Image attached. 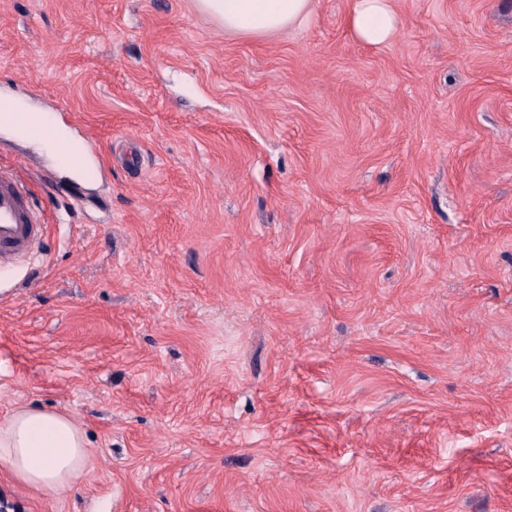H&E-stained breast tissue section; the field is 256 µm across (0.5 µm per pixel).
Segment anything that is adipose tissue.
<instances>
[{"mask_svg":"<svg viewBox=\"0 0 512 512\" xmlns=\"http://www.w3.org/2000/svg\"><path fill=\"white\" fill-rule=\"evenodd\" d=\"M195 6L226 33L264 37L307 21L314 0H195ZM349 24L360 42L380 46L394 37L398 17L392 0H355ZM87 459L86 434L73 416L22 407L0 421V468L34 490L75 487Z\"/></svg>","mask_w":512,"mask_h":512,"instance_id":"1","label":"adipose tissue"}]
</instances>
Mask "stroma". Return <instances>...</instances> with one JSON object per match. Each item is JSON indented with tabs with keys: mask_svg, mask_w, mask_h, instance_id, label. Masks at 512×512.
Listing matches in <instances>:
<instances>
[{
	"mask_svg": "<svg viewBox=\"0 0 512 512\" xmlns=\"http://www.w3.org/2000/svg\"><path fill=\"white\" fill-rule=\"evenodd\" d=\"M355 0L263 39L194 0H0V132L50 225L0 270V419L74 416L13 512H512V0ZM349 24L360 42L380 46L396 34L398 17L392 0H356Z\"/></svg>",
	"mask_w": 512,
	"mask_h": 512,
	"instance_id": "1",
	"label": "stroma"
}]
</instances>
